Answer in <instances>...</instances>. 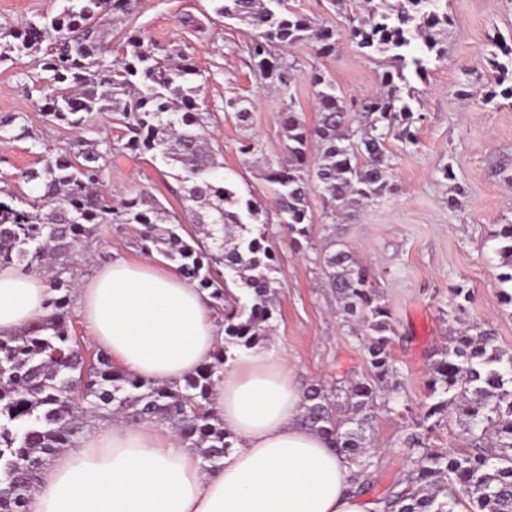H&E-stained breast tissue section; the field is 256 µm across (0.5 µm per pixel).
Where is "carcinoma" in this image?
<instances>
[{
  "label": "carcinoma",
  "instance_id": "1",
  "mask_svg": "<svg viewBox=\"0 0 512 512\" xmlns=\"http://www.w3.org/2000/svg\"><path fill=\"white\" fill-rule=\"evenodd\" d=\"M214 13L252 30L242 46L250 65L267 84L291 93L294 63L273 49L303 41L316 53L336 52V30L314 26L288 8L287 0H211ZM136 0H66L63 10L23 28L0 27V60L27 56L48 73L45 116L73 128L87 115L119 112L128 135L123 148L151 152L176 171L184 189V210L193 230L172 221L149 192L118 207L97 189L105 171L97 144L74 154L47 153L39 168L22 173L36 195L0 188V265L44 269L50 297L47 313L16 336L0 339V512H28V503L49 459L73 448L98 418L174 428L197 451L203 468L221 466L236 438L211 409L215 386L224 379L229 347L246 351L266 344L274 319L277 256L267 245L266 221L251 200H242L220 174L223 164L210 146L206 110L199 102L200 71L182 47L159 50L140 31H125V48L110 59L104 26L128 24ZM350 40L367 55L385 58L382 95L346 102L321 71L310 75L319 119L310 128L293 111L281 116L287 157L270 167L280 223L295 247L310 240L312 185L326 191L335 207L371 202L391 191L386 140L396 125L415 142L413 92L406 70L423 80L428 64L443 56L433 31L448 26L444 0H363L345 15ZM493 55L495 85L512 98V46ZM319 158L307 163L310 148ZM140 226L141 249L159 252L183 278L208 292L210 307L224 320V343L212 361L169 383L142 379L112 362L100 349L91 359L79 351L68 310L79 263L101 224ZM500 258L498 298L512 308V224L494 232ZM329 287L344 320L360 325L369 356V374L345 388L306 391L303 421L331 439L353 466L358 494L375 482L377 461L368 451L365 424L393 373L389 353L391 314L358 265L340 248L323 258ZM470 291L459 287L448 309L456 319L466 312ZM343 396L347 413L336 415ZM429 399L422 420L408 437L411 470L376 500L381 512H512V355L497 346L491 329L450 337L432 367ZM456 416L467 433L465 447L439 451L424 446V433Z\"/></svg>",
  "mask_w": 512,
  "mask_h": 512
}]
</instances>
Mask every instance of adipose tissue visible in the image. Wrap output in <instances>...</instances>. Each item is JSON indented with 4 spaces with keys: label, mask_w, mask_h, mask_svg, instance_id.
Wrapping results in <instances>:
<instances>
[{
    "label": "adipose tissue",
    "mask_w": 512,
    "mask_h": 512,
    "mask_svg": "<svg viewBox=\"0 0 512 512\" xmlns=\"http://www.w3.org/2000/svg\"><path fill=\"white\" fill-rule=\"evenodd\" d=\"M49 296L42 271L0 266V338L42 318ZM79 299L93 341L152 381L193 374L222 334L206 295L149 258L113 260ZM304 403L285 356L227 354L212 408L238 446L219 470L168 427L99 425L43 471L29 512H373L343 457L302 422Z\"/></svg>",
    "instance_id": "1"
}]
</instances>
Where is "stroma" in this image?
<instances>
[{
  "label": "stroma",
  "mask_w": 512,
  "mask_h": 512,
  "mask_svg": "<svg viewBox=\"0 0 512 512\" xmlns=\"http://www.w3.org/2000/svg\"><path fill=\"white\" fill-rule=\"evenodd\" d=\"M447 4L451 23L437 34L445 55L431 63L426 80L411 81L417 141L409 144L395 135L387 140L392 192L375 203L342 208L334 221L327 217L331 201L314 189L308 198L311 241L300 249L279 222L264 174L269 162L286 157L282 112H298L310 127L318 121L313 70L330 76L346 97L380 93L386 62L364 54L347 34L344 13L357 9L359 0H348L342 11L330 0H288L291 11L332 26L337 38L330 57L318 56L308 42L280 49V56L297 62L289 96L267 86L242 52L250 29L216 16L211 0H137L133 19L145 40L188 47L224 178L269 217L266 234L279 263L277 314L266 351L284 354L305 388L344 387L368 372L361 341L345 323L322 272L323 255L334 242L346 245L367 269L392 314L390 353L399 403L392 409L376 406L365 429L380 465L374 487L363 495L367 501L409 471L406 439L427 409L431 367L450 336L470 325L490 328L499 348L512 354V308L498 301L493 238L499 225L512 224V98L487 97L494 85L489 38L495 34L512 45V0ZM63 6V0H0V25L19 27ZM45 78L31 58L0 62V117L16 116L30 132L26 139L0 141V187L18 189L20 172L36 166L45 151L104 142L100 192L117 204L145 190L170 216L183 218L179 183L151 154L124 151L127 137L117 115L91 114L78 129L46 118ZM242 109L248 121L238 120ZM247 140L256 150L245 155L240 146ZM138 241L136 225H101L91 258L82 265V280L114 257L141 259ZM459 286L472 292L473 301L454 320L446 310Z\"/></svg>",
  "instance_id": "35a3bbf8"
}]
</instances>
